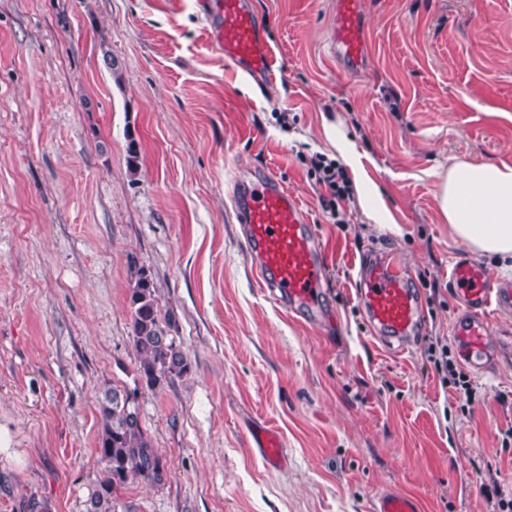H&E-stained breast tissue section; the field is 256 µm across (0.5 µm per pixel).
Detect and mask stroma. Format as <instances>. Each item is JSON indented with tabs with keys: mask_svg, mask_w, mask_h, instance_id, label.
I'll return each instance as SVG.
<instances>
[{
	"mask_svg": "<svg viewBox=\"0 0 512 512\" xmlns=\"http://www.w3.org/2000/svg\"><path fill=\"white\" fill-rule=\"evenodd\" d=\"M251 4L281 66L269 91L213 49L202 0H0V512H84L101 393L135 385L139 266L191 369L139 394L168 475L122 490L118 512H370L387 489L421 512H493L485 483L512 499V318L492 316L486 369L467 370L448 281L458 258L512 271L455 240L436 202L450 163L512 164V0H364L353 75L328 51L334 0ZM328 122L384 223L353 201L344 223L322 212L305 160L336 157ZM266 170L321 243L317 314L258 284L233 197ZM379 257L421 306L400 353L357 300ZM435 336L468 390L442 384ZM258 428L280 438L278 465ZM428 358L433 361L438 375H442V383L448 382V342L445 338L435 337L427 346Z\"/></svg>",
	"mask_w": 512,
	"mask_h": 512,
	"instance_id": "stroma-1",
	"label": "stroma"
}]
</instances>
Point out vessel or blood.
Listing matches in <instances>:
<instances>
[{"label":"vessel or blood","instance_id":"b4317fda","mask_svg":"<svg viewBox=\"0 0 512 512\" xmlns=\"http://www.w3.org/2000/svg\"><path fill=\"white\" fill-rule=\"evenodd\" d=\"M207 24L214 48L237 73L261 88L273 86L278 59L266 42L257 15L248 0H212ZM331 50L342 66L360 69L368 54L362 0H336V21ZM234 210L247 246L259 269L264 290L287 298L293 306H315L320 282V249L312 226L297 198L273 173L246 183L234 199ZM449 279L460 297L463 313L455 323L468 349L485 347L490 333L489 314H512V285L493 284L478 263L453 262ZM405 269L394 261H379L361 269L359 300L380 341L404 348L421 318V309ZM255 444L268 464L282 454L277 435L261 434ZM373 512H418L414 495L402 492L375 494Z\"/></svg>","mask_w":512,"mask_h":512}]
</instances>
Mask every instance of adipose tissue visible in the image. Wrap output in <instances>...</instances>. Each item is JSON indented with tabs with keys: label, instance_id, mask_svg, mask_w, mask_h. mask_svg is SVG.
I'll return each mask as SVG.
<instances>
[{
	"label": "adipose tissue",
	"instance_id": "adipose-tissue-1",
	"mask_svg": "<svg viewBox=\"0 0 512 512\" xmlns=\"http://www.w3.org/2000/svg\"><path fill=\"white\" fill-rule=\"evenodd\" d=\"M436 200L457 241L512 259V164L455 162L442 175Z\"/></svg>",
	"mask_w": 512,
	"mask_h": 512
}]
</instances>
